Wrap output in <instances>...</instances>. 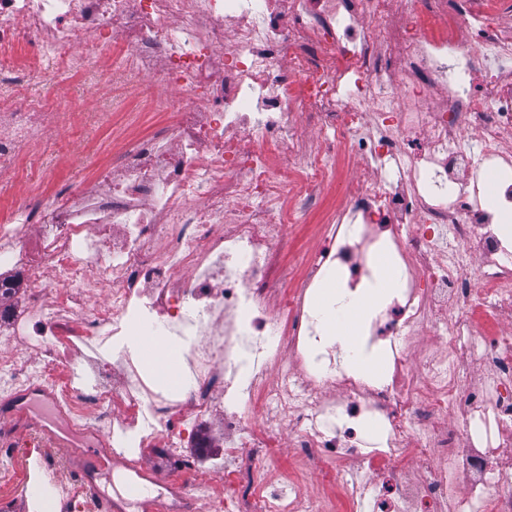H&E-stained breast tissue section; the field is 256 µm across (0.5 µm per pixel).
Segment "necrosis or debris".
I'll list each match as a JSON object with an SVG mask.
<instances>
[{"label":"necrosis or debris","instance_id":"necrosis-or-debris-1","mask_svg":"<svg viewBox=\"0 0 512 512\" xmlns=\"http://www.w3.org/2000/svg\"><path fill=\"white\" fill-rule=\"evenodd\" d=\"M278 3L0 0V87L12 94L0 180L20 179L24 151L70 125L67 97L15 92L43 62L79 74L121 45L103 94L152 84L148 109L172 120L74 192L27 188L0 220V268L13 273L0 278V401L50 383L82 431L187 470L183 439L219 419L224 453L198 486L219 489L213 512H321L302 484L264 480L254 502L237 492L239 450L271 454L284 423L302 458L333 459L314 475L345 488L349 512H512V239L498 228L512 211V26L469 0H406L395 16L391 0ZM308 131L317 151H286ZM342 151L368 162L354 172L359 193L290 281L278 247L307 223ZM384 162L387 178L373 169ZM293 176L307 194L288 208L279 191ZM443 248L450 259L436 262ZM384 253L401 285L367 337L391 350L374 379L337 364L312 295L332 275L360 293ZM484 256L496 263L470 287L458 272ZM423 323L440 352L417 361ZM135 325L191 339L186 402L140 367L126 344ZM33 350L45 356L36 369ZM477 361L496 372L492 386L471 387ZM368 420L385 449H370ZM30 446L31 512L55 497L91 512L43 441ZM404 455L422 481L396 469Z\"/></svg>","mask_w":512,"mask_h":512}]
</instances>
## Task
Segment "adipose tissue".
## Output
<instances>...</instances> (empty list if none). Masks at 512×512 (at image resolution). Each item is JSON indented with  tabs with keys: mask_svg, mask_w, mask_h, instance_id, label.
I'll use <instances>...</instances> for the list:
<instances>
[{
	"mask_svg": "<svg viewBox=\"0 0 512 512\" xmlns=\"http://www.w3.org/2000/svg\"><path fill=\"white\" fill-rule=\"evenodd\" d=\"M399 286V272L389 261H381L375 271L373 282L364 288L360 297L344 295L337 285H330L322 291L320 303L323 310V326L327 335L342 336L346 339L344 362L354 374L372 376L385 363L382 350H365L361 328L363 324L384 304ZM138 345L145 350V364L154 369L167 383L176 384L179 373L176 358L179 345L159 336H141Z\"/></svg>",
	"mask_w": 512,
	"mask_h": 512,
	"instance_id": "obj_1",
	"label": "adipose tissue"
}]
</instances>
